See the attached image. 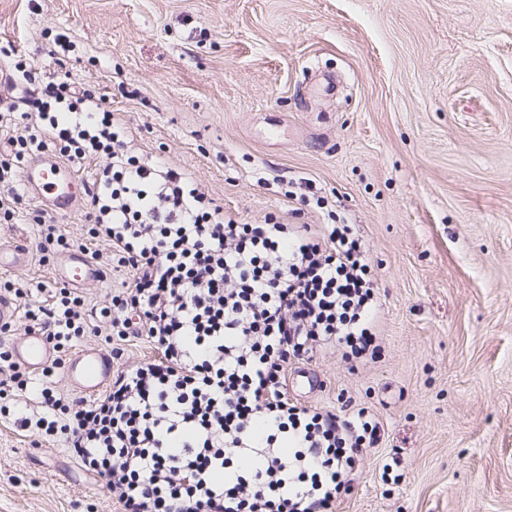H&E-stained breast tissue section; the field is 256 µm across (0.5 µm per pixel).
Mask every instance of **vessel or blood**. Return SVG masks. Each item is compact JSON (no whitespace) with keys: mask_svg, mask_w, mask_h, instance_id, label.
Listing matches in <instances>:
<instances>
[{"mask_svg":"<svg viewBox=\"0 0 512 512\" xmlns=\"http://www.w3.org/2000/svg\"><path fill=\"white\" fill-rule=\"evenodd\" d=\"M25 186L45 207L57 214L75 211L82 199L86 182L76 171L53 154L32 160L25 171ZM30 251L26 244H0V270L12 271L26 267ZM56 274L67 284L81 288L100 277L99 269L84 255L73 253L64 257ZM15 358L32 370L45 366L51 349L45 337L32 333L13 346ZM112 378V356L96 347L77 351L68 364V380L76 390L94 396Z\"/></svg>","mask_w":512,"mask_h":512,"instance_id":"obj_1","label":"vessel or blood"}]
</instances>
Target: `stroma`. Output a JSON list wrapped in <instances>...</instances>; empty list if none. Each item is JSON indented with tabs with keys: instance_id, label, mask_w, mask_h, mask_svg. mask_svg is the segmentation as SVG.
<instances>
[{
	"instance_id": "obj_1",
	"label": "stroma",
	"mask_w": 512,
	"mask_h": 512,
	"mask_svg": "<svg viewBox=\"0 0 512 512\" xmlns=\"http://www.w3.org/2000/svg\"><path fill=\"white\" fill-rule=\"evenodd\" d=\"M0 49L32 66L20 92L65 75L104 96L225 215L351 225L381 350L354 371L317 351L320 389L288 391L384 425L336 512H512V0H0ZM82 344L118 370L161 357L143 336ZM0 512L120 507L0 417Z\"/></svg>"
}]
</instances>
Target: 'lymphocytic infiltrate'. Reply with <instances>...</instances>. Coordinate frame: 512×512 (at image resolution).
Instances as JSON below:
<instances>
[{
	"label": "lymphocytic infiltrate",
	"instance_id": "1",
	"mask_svg": "<svg viewBox=\"0 0 512 512\" xmlns=\"http://www.w3.org/2000/svg\"><path fill=\"white\" fill-rule=\"evenodd\" d=\"M51 149L75 166L105 161L86 189L87 239L26 208L16 173ZM20 216L38 252L75 247L127 275L101 305L37 283L26 332L60 351L113 329L162 354L117 371L102 397L67 404L52 367L32 399L28 375L1 353L0 394L16 392L20 428L73 449L122 512H335L384 426L363 409L289 402L285 371L319 348L350 363L378 350L376 284L350 225L227 217L190 174L140 153L91 91L54 79L37 98L0 90V223Z\"/></svg>",
	"mask_w": 512,
	"mask_h": 512
}]
</instances>
